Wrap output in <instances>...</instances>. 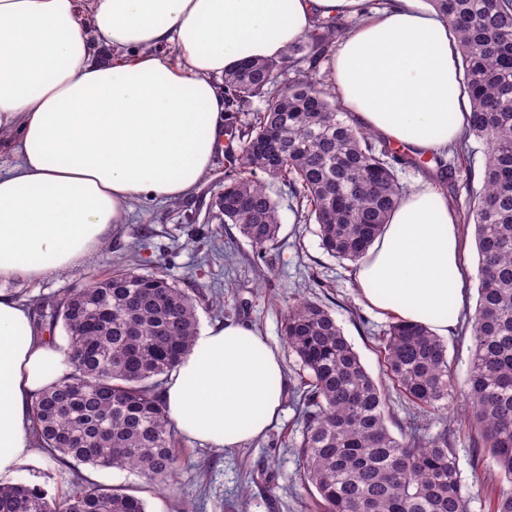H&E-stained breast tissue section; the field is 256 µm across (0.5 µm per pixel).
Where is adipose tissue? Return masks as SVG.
<instances>
[{
  "instance_id": "obj_1",
  "label": "adipose tissue",
  "mask_w": 512,
  "mask_h": 512,
  "mask_svg": "<svg viewBox=\"0 0 512 512\" xmlns=\"http://www.w3.org/2000/svg\"><path fill=\"white\" fill-rule=\"evenodd\" d=\"M362 0H0V485L37 455L41 391L71 366L32 309L2 282L35 283L79 266L130 204L189 197L211 171L227 114L215 79L246 59H281L316 16ZM109 48L116 59L101 63ZM352 124L417 153L467 125L447 21L419 0L343 37L327 64ZM459 216L419 182L393 210L357 271L362 300L445 335L464 308ZM281 359L254 328L199 332L171 372L168 416L221 450L278 417Z\"/></svg>"
}]
</instances>
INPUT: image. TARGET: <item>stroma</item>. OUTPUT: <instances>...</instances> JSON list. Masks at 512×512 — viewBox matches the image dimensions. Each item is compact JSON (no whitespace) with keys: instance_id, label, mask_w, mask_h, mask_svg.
<instances>
[{"instance_id":"stroma-1","label":"stroma","mask_w":512,"mask_h":512,"mask_svg":"<svg viewBox=\"0 0 512 512\" xmlns=\"http://www.w3.org/2000/svg\"><path fill=\"white\" fill-rule=\"evenodd\" d=\"M485 147L469 139L457 159V181L451 190V205L460 217L465 252L467 303L457 318V327L445 336L448 360L458 379H465L471 358L468 317L477 301V253L472 212L481 189ZM223 158L214 165L187 199L177 202L139 200L123 224L111 233L105 245L74 269L59 271L40 282L12 281L10 288L32 308L83 288L90 277L101 276L113 264L134 262L140 272L164 273L180 287L201 293L197 314L199 327L218 322H246L275 345L281 346V325L292 304L315 299L328 307L344 335L358 352L367 370L381 377L379 347L391 317L368 308L356 288L355 264L326 253L320 245L317 226L296 211L286 187L276 180L267 185L280 205L281 229L275 244L258 252L230 224L219 223L213 202L224 186ZM271 267L266 282L258 271ZM284 397L278 420L265 436L240 447L217 451L177 437L185 451L183 465L163 491L146 488L142 477L125 471L81 466L72 471L64 462L39 455L24 469L21 481L44 488L60 497L71 488L74 473L105 485L139 489L147 512H181L192 504L196 512H312L295 491L298 459L293 445L301 438L303 411L293 396L303 370L297 357L281 354Z\"/></svg>"}]
</instances>
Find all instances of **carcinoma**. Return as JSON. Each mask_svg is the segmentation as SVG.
<instances>
[{
  "mask_svg": "<svg viewBox=\"0 0 512 512\" xmlns=\"http://www.w3.org/2000/svg\"><path fill=\"white\" fill-rule=\"evenodd\" d=\"M430 3L448 21L462 59L471 112L466 136L486 146L474 219L472 358L462 387L444 341L395 317L382 341V373L422 416L446 413L459 398L469 404L460 426L479 445L486 474L509 484L489 499L488 512H512V0ZM342 30L339 19L318 17L284 58L245 61L224 74L229 174L214 203L216 218L260 250L278 237L279 206L247 173L280 181L318 225L324 251L357 262L402 197L397 166L418 165L349 124L310 81ZM277 83L284 86L279 93L271 90ZM253 98L264 106L243 124L233 121ZM433 160V175L453 182L455 165ZM197 298L162 271L116 264L52 303L48 331L63 325L73 372L35 401L37 447L61 461L137 472L158 489L173 479L182 457L162 385L191 350ZM282 335L307 371L297 391L305 418L297 486L319 512H466L448 430L430 434L413 423L400 437L392 434L386 384L367 371L327 307L313 300L291 306ZM75 477L72 492L60 498L27 482L0 487V512H147L146 501L124 486Z\"/></svg>",
  "mask_w": 512,
  "mask_h": 512,
  "instance_id": "carcinoma-1",
  "label": "carcinoma"
}]
</instances>
